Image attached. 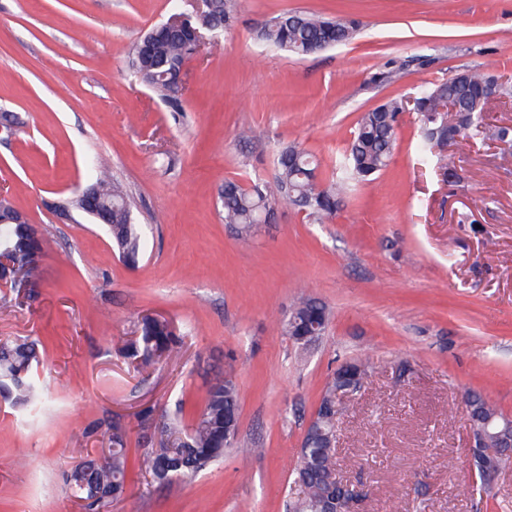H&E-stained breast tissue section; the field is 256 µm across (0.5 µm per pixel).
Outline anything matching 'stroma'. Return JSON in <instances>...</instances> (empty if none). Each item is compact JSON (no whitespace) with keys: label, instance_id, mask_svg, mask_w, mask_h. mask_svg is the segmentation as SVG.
Instances as JSON below:
<instances>
[{"label":"stroma","instance_id":"35a3bbf8","mask_svg":"<svg viewBox=\"0 0 512 512\" xmlns=\"http://www.w3.org/2000/svg\"><path fill=\"white\" fill-rule=\"evenodd\" d=\"M235 19L187 65L180 111L131 66L153 26L194 0H0V188L36 224L44 251L29 285L0 305V341L40 340L33 378L47 403L0 399V512H86L65 475L128 434L135 491L97 512H288L304 431L331 373L369 359L337 428L342 474L367 494L357 512H512V468L488 488L471 472L464 399L512 417V155L494 139L442 155L459 183L422 164L415 113L393 161L358 183L335 217L276 206L241 238L222 217L233 178L272 181L297 145L330 171L359 116L460 71L512 82V0H236ZM352 18L347 44L305 56L256 37L270 17ZM250 129L240 140V129ZM126 187L149 249L120 260L102 224L57 212L94 183L95 159ZM325 303L323 336L300 352L277 324L299 296ZM185 336L178 355L137 367L117 351L143 316ZM233 363L238 440L175 487L139 474L137 415L192 419L207 374Z\"/></svg>","mask_w":512,"mask_h":512}]
</instances>
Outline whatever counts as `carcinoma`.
Masks as SVG:
<instances>
[{"mask_svg":"<svg viewBox=\"0 0 512 512\" xmlns=\"http://www.w3.org/2000/svg\"><path fill=\"white\" fill-rule=\"evenodd\" d=\"M230 0H215V8L201 16L188 19L181 28L166 24L154 27L160 35L148 32L134 45L133 67L139 78L165 97L174 109L179 101L170 90L169 68L180 69L189 59L185 30L216 32L229 24ZM357 30L352 20H330L313 13H283L269 19L260 29L258 38L293 55L305 56L314 46L325 49L351 40ZM494 80L490 73L463 71L448 79L425 85L416 94L420 101L421 127L418 148L423 162L431 164L439 139L453 137L494 138L505 140L512 128L490 127L486 122L489 100L484 86ZM451 101L461 114V122L448 128L442 124L438 105ZM406 108L403 99L392 98L361 114L345 154L336 162V176L326 183L320 181L318 160L304 149L293 145L277 154V176L271 185L245 188L235 180L224 181L220 199L224 223L235 227L238 235L247 237L262 217L274 206L289 204L305 212L306 217L323 220L336 214L342 197L354 181L366 180L385 170L392 159L397 140L399 116ZM95 183L112 191V224L108 225L112 244L123 261L136 265L146 251L148 241L133 223L131 204L119 181L105 169L96 171ZM0 250L14 255L18 266L19 285L30 274L28 257L40 250L24 224L0 223ZM330 320L327 306L315 299L303 298L293 305L280 321L284 335L321 336ZM183 336L173 330L165 319L143 317L136 336L125 341L119 353L141 366L155 364L179 352ZM40 342L0 343V395L18 406L39 403V395L28 374L40 362ZM336 388V374H331L321 396L315 423L309 427L304 445L300 448L294 478L301 481V492L310 501L322 502L331 497L328 471L335 467L334 453L326 448L329 438L336 436V410L331 390ZM472 414L485 421L493 419L490 431H499L497 424L503 416L481 394H468ZM183 409L163 417L165 441L160 447L143 455L140 469L152 480L175 485L196 474L224 456L234 439H224V423L237 418L239 412L238 386L233 368L217 374L206 385L204 403L188 426L182 421ZM111 448L103 462L90 459L73 469L67 476L75 496L94 512L108 499L117 500L131 491L127 484V438L117 427L109 434Z\"/></svg>","mask_w":512,"mask_h":512,"instance_id":"carcinoma-1","label":"carcinoma"}]
</instances>
